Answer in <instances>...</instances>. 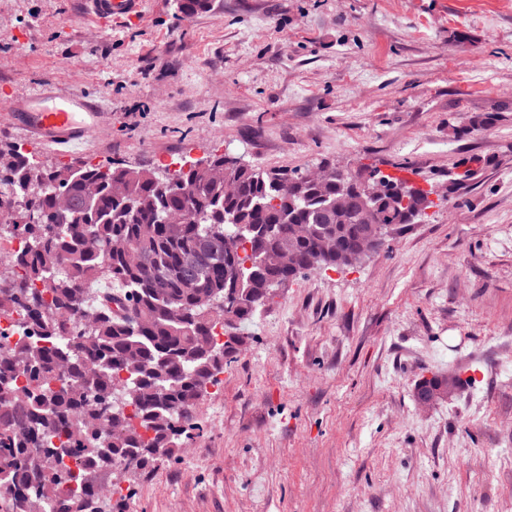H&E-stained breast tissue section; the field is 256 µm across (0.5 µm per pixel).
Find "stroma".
<instances>
[{
  "label": "stroma",
  "mask_w": 512,
  "mask_h": 512,
  "mask_svg": "<svg viewBox=\"0 0 512 512\" xmlns=\"http://www.w3.org/2000/svg\"><path fill=\"white\" fill-rule=\"evenodd\" d=\"M83 92L100 119L44 166L229 153L447 184L356 267L280 288L127 512H512V0H0V85ZM456 376L429 408L420 379ZM90 16L100 24L112 21V17H130L140 12L141 0H87Z\"/></svg>",
  "instance_id": "1"
}]
</instances>
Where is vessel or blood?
Instances as JSON below:
<instances>
[{
  "instance_id": "vessel-or-blood-1",
  "label": "vessel or blood",
  "mask_w": 512,
  "mask_h": 512,
  "mask_svg": "<svg viewBox=\"0 0 512 512\" xmlns=\"http://www.w3.org/2000/svg\"><path fill=\"white\" fill-rule=\"evenodd\" d=\"M90 15L105 24L140 11L141 0H89ZM11 122L30 130L39 144L67 147L84 140L98 123L99 110L84 95L60 94L51 86L24 97L7 96Z\"/></svg>"
}]
</instances>
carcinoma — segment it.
<instances>
[{
  "mask_svg": "<svg viewBox=\"0 0 512 512\" xmlns=\"http://www.w3.org/2000/svg\"><path fill=\"white\" fill-rule=\"evenodd\" d=\"M0 156V204L41 217L0 224L34 245L0 254V317L23 314L17 341L0 339V512H103V498L126 512L133 490L113 475L144 474L193 439L197 406L246 341L239 326L286 283L352 266L367 236L382 245L432 206L390 173L369 215L334 166L315 182L210 155L230 189L192 161L170 181L110 163L47 168L16 144ZM62 193L75 202L65 219ZM103 280L86 323L87 285ZM441 391L445 377L417 386Z\"/></svg>",
  "mask_w": 512,
  "mask_h": 512,
  "instance_id": "carcinoma-1",
  "label": "carcinoma"
}]
</instances>
